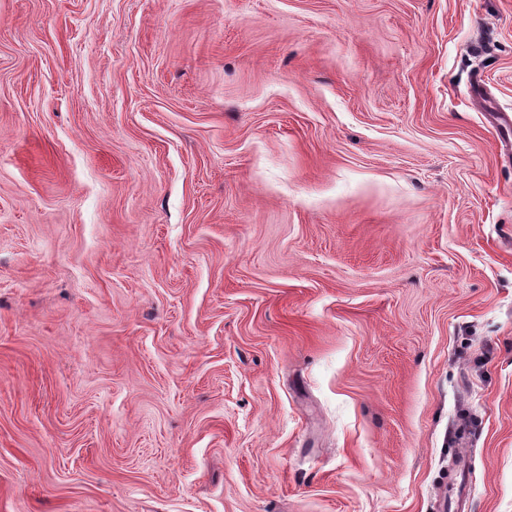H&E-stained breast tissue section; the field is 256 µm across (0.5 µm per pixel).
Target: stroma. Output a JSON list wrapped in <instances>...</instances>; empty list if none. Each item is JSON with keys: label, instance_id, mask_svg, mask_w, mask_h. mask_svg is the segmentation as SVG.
Here are the masks:
<instances>
[{"label": "stroma", "instance_id": "35a3bbf8", "mask_svg": "<svg viewBox=\"0 0 512 512\" xmlns=\"http://www.w3.org/2000/svg\"><path fill=\"white\" fill-rule=\"evenodd\" d=\"M512 0H0V512H512ZM468 495V490L465 488L463 482V474L458 464L454 462L448 466V496L450 497V508L454 505V508L457 510L463 509ZM452 497L454 500L451 499Z\"/></svg>", "mask_w": 512, "mask_h": 512}]
</instances>
